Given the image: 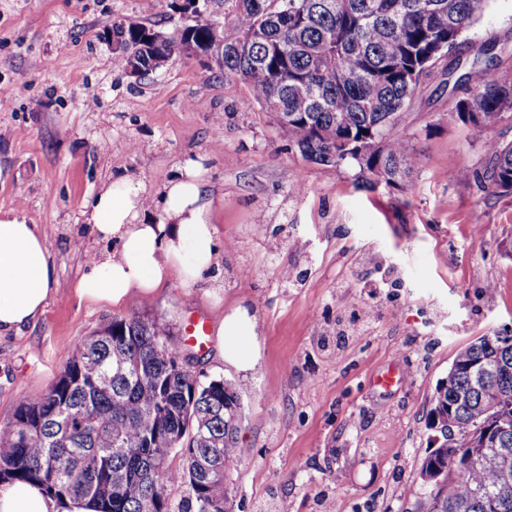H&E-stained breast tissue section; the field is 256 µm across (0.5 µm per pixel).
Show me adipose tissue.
Returning a JSON list of instances; mask_svg holds the SVG:
<instances>
[{
  "label": "adipose tissue",
  "instance_id": "1",
  "mask_svg": "<svg viewBox=\"0 0 512 512\" xmlns=\"http://www.w3.org/2000/svg\"><path fill=\"white\" fill-rule=\"evenodd\" d=\"M206 186L205 171L194 161L152 198L132 177L114 178L95 198L89 222L97 237L115 248L86 261L77 293L118 304L134 294L151 297L167 281L195 283L211 271L219 251ZM55 281L38 225L27 223L19 211L0 212V335L35 322ZM214 336L221 360L242 372L254 368L256 321L246 307L218 320ZM0 512H97V507L87 499L61 502L40 486L15 481L0 484Z\"/></svg>",
  "mask_w": 512,
  "mask_h": 512
}]
</instances>
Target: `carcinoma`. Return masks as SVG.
Masks as SVG:
<instances>
[{"label": "carcinoma", "mask_w": 512, "mask_h": 512, "mask_svg": "<svg viewBox=\"0 0 512 512\" xmlns=\"http://www.w3.org/2000/svg\"><path fill=\"white\" fill-rule=\"evenodd\" d=\"M202 0L192 24L168 35L143 23L114 20V53L140 76L163 67L172 54L207 53L224 41L216 67L248 84L247 105L288 116L284 131L303 159L326 167L359 166L362 184L394 186L419 164V154L396 127L423 78L489 9L491 0H230L224 29ZM497 36L486 34L478 54L485 66L475 88L455 104L457 119L476 131L494 126L512 110V79L496 71ZM386 148L359 164L340 151L336 139L355 143L370 131ZM482 170L463 169L459 182L475 181L498 195H512V141L490 140ZM166 324L138 316L114 317L87 337L66 362L54 386L35 399L22 398L11 421L0 425V482L41 486L58 499L90 498L99 512H224V493L196 457L219 441L224 476L239 456L241 395L222 378L202 381L180 370ZM508 358L509 371L489 385L512 402V346L490 345L480 336L456 355L453 365ZM451 387L439 384L433 408L448 409L457 392L469 394L455 406L463 422L484 414L485 389L466 373ZM207 419L206 438L190 432V419ZM181 457L182 464H173ZM437 469L438 481L421 485L415 512H512V480L475 462L459 469L448 449L434 448L420 472ZM185 488L172 510L168 488ZM494 500L499 510L487 508Z\"/></svg>", "instance_id": "carcinoma-1"}]
</instances>
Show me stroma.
<instances>
[{
	"label": "stroma",
	"instance_id": "1",
	"mask_svg": "<svg viewBox=\"0 0 512 512\" xmlns=\"http://www.w3.org/2000/svg\"><path fill=\"white\" fill-rule=\"evenodd\" d=\"M118 18L166 33L183 23L166 0H0V89L11 94L0 109V209L39 225L57 274L43 315L0 335V424L58 381L81 341L138 315L167 325L193 371L242 394L232 512H277L284 499L291 512H324L328 500L339 512H413L437 384L460 348L512 331V195L452 176L484 166L487 140L512 141V111L474 131L449 118L468 85L441 87L448 67L480 70L476 48L490 32L511 47L496 64L512 78V0H492L423 79L399 125L420 165L374 190L357 166L305 161L270 113L248 105V85L208 58L176 55L127 77L104 39ZM188 159L207 171L219 267L149 299L79 297L83 251L110 248L87 222L100 189L130 174L156 192ZM285 269L300 287L284 286ZM238 306L259 339L247 373L188 335ZM368 307L373 329L355 335ZM394 370L402 386L376 385Z\"/></svg>",
	"mask_w": 512,
	"mask_h": 512
}]
</instances>
